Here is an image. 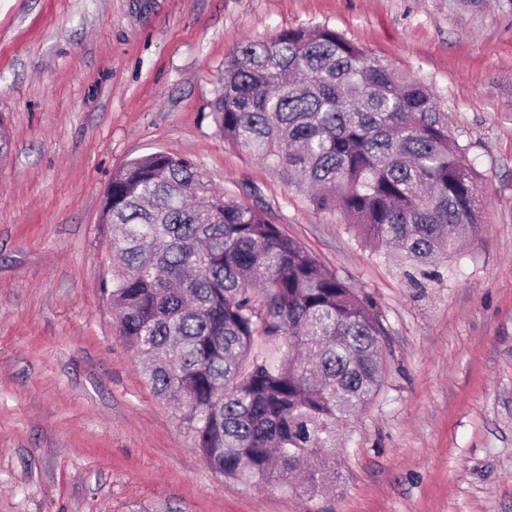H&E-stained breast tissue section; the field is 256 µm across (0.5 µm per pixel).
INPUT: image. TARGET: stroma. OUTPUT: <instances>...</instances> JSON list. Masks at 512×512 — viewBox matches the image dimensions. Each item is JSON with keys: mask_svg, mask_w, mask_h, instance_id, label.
Listing matches in <instances>:
<instances>
[{"mask_svg": "<svg viewBox=\"0 0 512 512\" xmlns=\"http://www.w3.org/2000/svg\"><path fill=\"white\" fill-rule=\"evenodd\" d=\"M317 26L434 90L482 175L470 245L384 257L218 131L225 57ZM0 121V512H512V0H0ZM157 152L263 210L387 331L323 494L212 470L119 335L103 195Z\"/></svg>", "mask_w": 512, "mask_h": 512, "instance_id": "35a3bbf8", "label": "stroma"}]
</instances>
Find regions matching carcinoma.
<instances>
[{"instance_id": "cac0c4a2", "label": "carcinoma", "mask_w": 512, "mask_h": 512, "mask_svg": "<svg viewBox=\"0 0 512 512\" xmlns=\"http://www.w3.org/2000/svg\"><path fill=\"white\" fill-rule=\"evenodd\" d=\"M212 115L370 246L425 265L479 232V176L434 92L332 28L238 47ZM107 196L101 224L120 265L104 293L154 392L179 404L224 477L320 492L337 474L340 428L383 380L373 304L187 158L136 159Z\"/></svg>"}]
</instances>
